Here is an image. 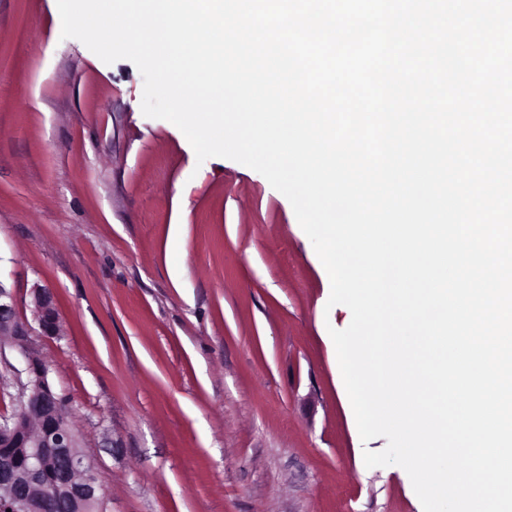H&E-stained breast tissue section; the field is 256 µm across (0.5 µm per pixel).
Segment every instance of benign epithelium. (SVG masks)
Returning <instances> with one entry per match:
<instances>
[{
  "mask_svg": "<svg viewBox=\"0 0 512 512\" xmlns=\"http://www.w3.org/2000/svg\"><path fill=\"white\" fill-rule=\"evenodd\" d=\"M35 318L44 336L60 335L51 291L33 288ZM33 331L20 318L14 292L0 283V340L24 348ZM28 382L9 416L0 414V512H72L100 500L93 470L66 418L47 368L26 358Z\"/></svg>",
  "mask_w": 512,
  "mask_h": 512,
  "instance_id": "obj_1",
  "label": "benign epithelium"
}]
</instances>
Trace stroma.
Returning a JSON list of instances; mask_svg holds the SVG:
<instances>
[{"instance_id": "1", "label": "stroma", "mask_w": 512, "mask_h": 512, "mask_svg": "<svg viewBox=\"0 0 512 512\" xmlns=\"http://www.w3.org/2000/svg\"><path fill=\"white\" fill-rule=\"evenodd\" d=\"M143 77L62 38L56 0H0V282L103 512H423L403 468L366 467L330 329L331 284L289 200L197 162L141 111ZM35 318L43 336H59L58 313L51 291L36 286L33 288Z\"/></svg>"}]
</instances>
